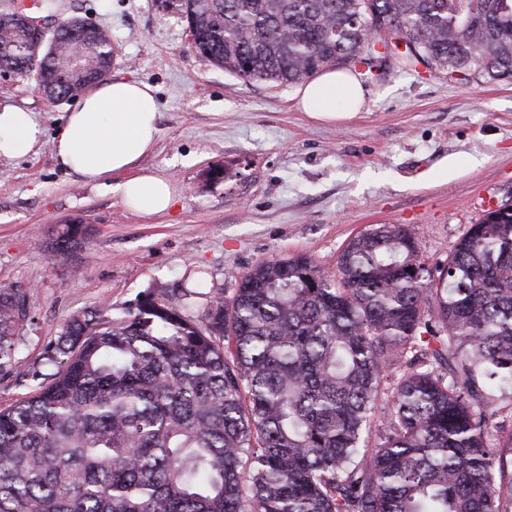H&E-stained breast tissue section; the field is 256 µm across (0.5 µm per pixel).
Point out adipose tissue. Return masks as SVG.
Listing matches in <instances>:
<instances>
[{"label":"adipose tissue","mask_w":512,"mask_h":512,"mask_svg":"<svg viewBox=\"0 0 512 512\" xmlns=\"http://www.w3.org/2000/svg\"><path fill=\"white\" fill-rule=\"evenodd\" d=\"M296 99L310 117L333 121L359 111L365 90L354 72L327 70L298 87ZM157 117L158 103L149 84L134 79L103 81L89 88L67 113L52 142L53 154L63 169L87 183L123 174L118 190L128 209L146 215L167 212L175 199L173 183L140 166L155 150ZM40 135L30 113L0 106V155L29 152Z\"/></svg>","instance_id":"adipose-tissue-1"}]
</instances>
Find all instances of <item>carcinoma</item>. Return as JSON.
<instances>
[{
    "instance_id": "1",
    "label": "carcinoma",
    "mask_w": 512,
    "mask_h": 512,
    "mask_svg": "<svg viewBox=\"0 0 512 512\" xmlns=\"http://www.w3.org/2000/svg\"><path fill=\"white\" fill-rule=\"evenodd\" d=\"M197 53L245 81L292 84L390 60L512 78V0H160ZM23 13L0 23V66L53 84L105 74L109 34L72 18L52 57ZM53 250L84 242L73 225ZM332 277L299 255L258 263L199 321L153 292L69 317L0 408V512H512V207L474 224L427 272L411 229L354 237ZM32 294L0 288V368ZM378 443L366 438L378 399ZM500 408L498 421L501 426L497 431L491 430L494 434L493 439L505 440L512 433V395L509 393L500 397L497 401Z\"/></svg>"
}]
</instances>
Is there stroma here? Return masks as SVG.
<instances>
[{
    "mask_svg": "<svg viewBox=\"0 0 512 512\" xmlns=\"http://www.w3.org/2000/svg\"><path fill=\"white\" fill-rule=\"evenodd\" d=\"M46 31L81 17L112 39L111 78L151 85L158 139L142 167L171 178L173 208L128 210L119 176L84 183L57 163L52 140L74 100L50 103L35 76L0 77V104L42 130L30 152L0 155V286L33 290L0 407L29 397L28 371L71 315L121 312L155 292L205 318L211 296H232L256 264L297 255L328 274L348 242L376 224L412 228L428 269L445 264L489 207L512 206V81L418 71L361 77L365 105L323 122L300 112L294 85L246 83L204 62L187 22L159 0H0ZM223 173L220 181L210 170ZM90 225L87 241L54 255L50 229ZM205 295L184 296L198 278Z\"/></svg>",
    "mask_w": 512,
    "mask_h": 512,
    "instance_id": "obj_1",
    "label": "stroma"
}]
</instances>
